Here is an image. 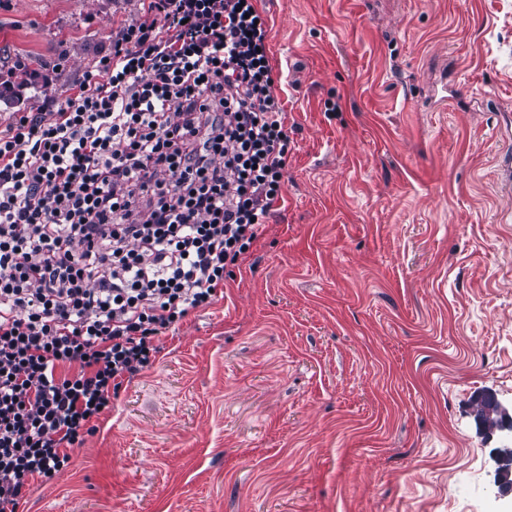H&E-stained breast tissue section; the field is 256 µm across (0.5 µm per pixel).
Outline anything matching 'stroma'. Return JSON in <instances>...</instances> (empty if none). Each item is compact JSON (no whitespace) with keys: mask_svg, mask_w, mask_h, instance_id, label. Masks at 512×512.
Instances as JSON below:
<instances>
[{"mask_svg":"<svg viewBox=\"0 0 512 512\" xmlns=\"http://www.w3.org/2000/svg\"><path fill=\"white\" fill-rule=\"evenodd\" d=\"M294 148L223 299L19 512H494L473 398L512 400V0H258ZM140 0H0L13 112Z\"/></svg>","mask_w":512,"mask_h":512,"instance_id":"obj_1","label":"stroma"}]
</instances>
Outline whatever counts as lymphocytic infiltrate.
Segmentation results:
<instances>
[{
	"instance_id": "lymphocytic-infiltrate-1",
	"label": "lymphocytic infiltrate",
	"mask_w": 512,
	"mask_h": 512,
	"mask_svg": "<svg viewBox=\"0 0 512 512\" xmlns=\"http://www.w3.org/2000/svg\"><path fill=\"white\" fill-rule=\"evenodd\" d=\"M255 0H142L95 68L0 125V512L95 434L281 199L287 114Z\"/></svg>"
}]
</instances>
